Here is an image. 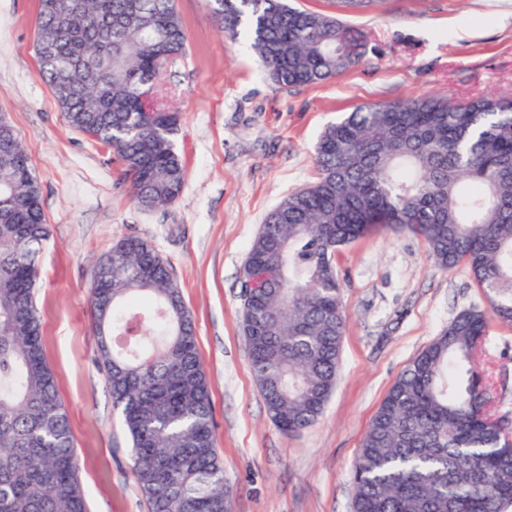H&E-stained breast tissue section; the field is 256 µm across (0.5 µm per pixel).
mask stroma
<instances>
[{
    "label": "stroma",
    "instance_id": "obj_1",
    "mask_svg": "<svg viewBox=\"0 0 512 512\" xmlns=\"http://www.w3.org/2000/svg\"><path fill=\"white\" fill-rule=\"evenodd\" d=\"M293 2L361 32L362 64L313 87H280L247 39L234 44L219 32L206 0H177L187 52L166 81L182 114L186 180L172 205L144 212L117 156L66 124L43 80L38 0H0V115L31 152L51 226L37 303L89 512H149L88 309L91 267L119 238L152 242L193 314L233 512H352V465L396 378L459 312L485 305L468 269H438L419 237L385 229L352 242L335 257L346 329L331 397L298 433L271 422L249 367L242 270L268 213L316 180L324 127L362 105L512 97V0ZM487 347L498 410L512 424V325L491 322Z\"/></svg>",
    "mask_w": 512,
    "mask_h": 512
}]
</instances>
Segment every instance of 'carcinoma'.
Returning <instances> with one entry per match:
<instances>
[{"instance_id":"cac0c4a2","label":"carcinoma","mask_w":512,"mask_h":512,"mask_svg":"<svg viewBox=\"0 0 512 512\" xmlns=\"http://www.w3.org/2000/svg\"><path fill=\"white\" fill-rule=\"evenodd\" d=\"M265 75L310 87L359 65L360 32L285 0H207ZM35 54L68 125L112 149L142 210L186 176L180 113L158 68L186 55L176 0H38ZM318 178L279 203L244 266L284 254L280 282L244 300L250 370L275 426L313 425L335 386L345 313L334 259L383 227L465 265L485 307L464 310L396 379L352 467L353 512H504L512 447L484 361L489 319L512 325V98L418 97L357 107L321 133ZM50 234L29 151L0 131V512H87L67 413L43 351L37 256ZM89 308L130 469L150 512H232L191 311L168 263L127 236L92 267Z\"/></svg>"}]
</instances>
